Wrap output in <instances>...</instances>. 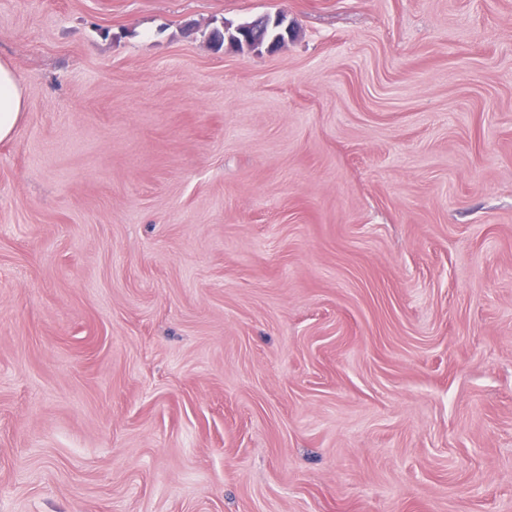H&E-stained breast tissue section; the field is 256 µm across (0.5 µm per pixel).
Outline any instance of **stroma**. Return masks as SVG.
Returning a JSON list of instances; mask_svg holds the SVG:
<instances>
[{
    "label": "stroma",
    "mask_w": 512,
    "mask_h": 512,
    "mask_svg": "<svg viewBox=\"0 0 512 512\" xmlns=\"http://www.w3.org/2000/svg\"><path fill=\"white\" fill-rule=\"evenodd\" d=\"M0 60V512H512V0H0ZM267 16L270 19L269 25H264L262 28L256 26L259 29V34L257 36L253 35V32L251 30H244L242 29L243 24H252L253 22L257 21L258 18H261L263 16H260L256 19H253L250 22H246L243 24L238 25L234 30H231V28L225 27L224 31L216 30L213 32V39L214 42L218 44L220 48L223 47L225 41H229L231 44L238 46L239 48H242L243 46L248 47L249 49H256L259 45L262 47L266 46L268 43H270L273 40H277L279 36L277 37V34L282 33V27H272V16L271 15H264ZM257 23L261 24V21H257ZM245 31L249 35V40L247 42L244 41L241 32ZM263 39L261 41H257L260 34H263ZM25 110L24 79L9 63L0 61V140L10 137Z\"/></svg>",
    "instance_id": "35a3bbf8"
}]
</instances>
